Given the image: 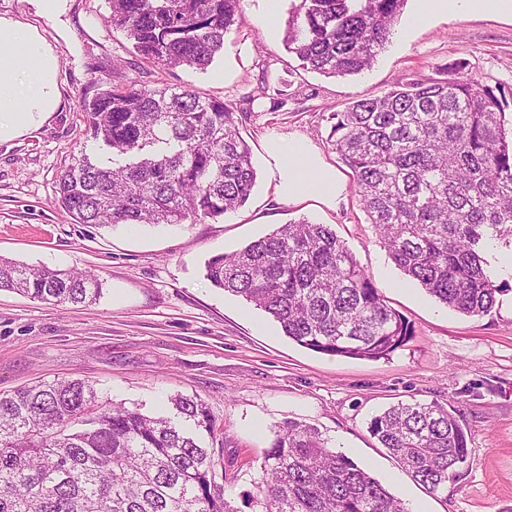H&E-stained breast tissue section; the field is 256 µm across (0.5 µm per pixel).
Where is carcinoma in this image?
<instances>
[{
    "mask_svg": "<svg viewBox=\"0 0 512 512\" xmlns=\"http://www.w3.org/2000/svg\"><path fill=\"white\" fill-rule=\"evenodd\" d=\"M406 0H300L285 44L326 77L370 68ZM108 22L165 68L205 70L242 22L240 0H109ZM512 87L470 76L398 78L381 96L332 114L330 143L395 265L426 293L470 316L512 291L488 258L512 249ZM105 157L83 154L57 180V201L79 224H198L244 206L256 184L243 108L193 91L131 82L83 101ZM205 279L276 321L315 352L385 358L412 336L346 242L301 218L233 253L212 256ZM0 290L89 305L100 279L75 269L0 258ZM174 414L112 402L83 379L0 393V512H239L226 498L205 439L217 430L196 396ZM370 433L431 493L463 476L472 449L454 407L399 402ZM257 482L262 512H409L317 429L287 420Z\"/></svg>",
    "mask_w": 512,
    "mask_h": 512,
    "instance_id": "obj_1",
    "label": "carcinoma"
}]
</instances>
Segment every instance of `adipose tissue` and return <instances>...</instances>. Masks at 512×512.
I'll use <instances>...</instances> for the list:
<instances>
[{
	"label": "adipose tissue",
	"instance_id": "ef3b65f1",
	"mask_svg": "<svg viewBox=\"0 0 512 512\" xmlns=\"http://www.w3.org/2000/svg\"><path fill=\"white\" fill-rule=\"evenodd\" d=\"M421 17L447 14H498L512 17V0H423ZM58 59L38 31L0 17V139L16 136L42 122L58 101ZM270 156L280 174L279 198L289 201L318 195L336 203L344 182L323 164L305 140L272 141Z\"/></svg>",
	"mask_w": 512,
	"mask_h": 512
}]
</instances>
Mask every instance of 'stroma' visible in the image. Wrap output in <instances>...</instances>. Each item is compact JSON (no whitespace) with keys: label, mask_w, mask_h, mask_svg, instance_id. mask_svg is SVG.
<instances>
[{"label":"stroma","mask_w":512,"mask_h":512,"mask_svg":"<svg viewBox=\"0 0 512 512\" xmlns=\"http://www.w3.org/2000/svg\"><path fill=\"white\" fill-rule=\"evenodd\" d=\"M300 0H242L243 24L206 70H162L138 58L107 17L108 0H66L38 13L34 0H0V17L37 29L58 58L60 100L38 127L0 141V256L30 266L76 267L102 282L95 304L54 305L0 291V393L37 381L81 378L126 407L155 412L182 393L201 398L217 431L206 439L226 496L256 512L260 464L277 427L297 419L399 495L409 512H512V292L490 313L447 308L389 259L352 191L336 204L277 198L279 172L266 145L303 138L339 167L328 141L332 113L384 93L397 77H456L457 65L488 85L512 86V17L447 15L425 21L407 0L373 66L349 77L301 67L282 24ZM273 10L279 27L263 15ZM138 82L193 90L204 99L255 96L240 129L257 171L246 205L201 224L98 228L57 203V180L80 154L98 156L81 99ZM331 225L389 305L411 324L406 345L379 360L303 348L279 324L204 277L231 253L299 218ZM452 404L470 434L461 481L432 493L416 484L368 430L397 402Z\"/></svg>","instance_id":"obj_1"}]
</instances>
